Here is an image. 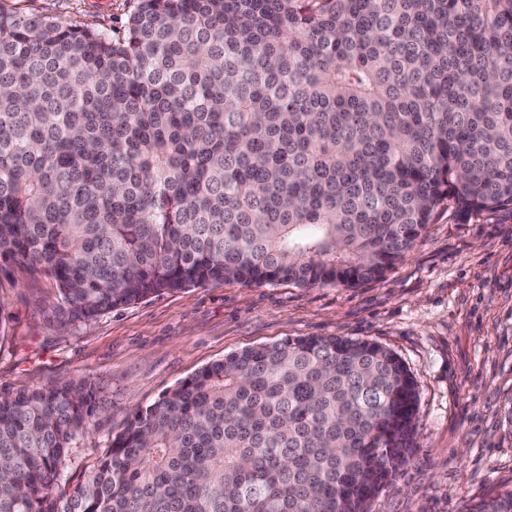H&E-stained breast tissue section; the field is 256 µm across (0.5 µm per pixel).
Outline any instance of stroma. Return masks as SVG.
<instances>
[{
  "label": "stroma",
  "mask_w": 512,
  "mask_h": 512,
  "mask_svg": "<svg viewBox=\"0 0 512 512\" xmlns=\"http://www.w3.org/2000/svg\"><path fill=\"white\" fill-rule=\"evenodd\" d=\"M134 0H0V6L120 34ZM48 280L0 281V390L60 378L98 384L103 410L73 448L70 482L132 413L212 362L295 336L373 341L414 378L410 449L370 512H470L512 492V214L459 220L440 208L380 279L354 288L209 283L63 326Z\"/></svg>",
  "instance_id": "35a3bbf8"
}]
</instances>
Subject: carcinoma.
I'll use <instances>...</instances> for the list:
<instances>
[{
	"mask_svg": "<svg viewBox=\"0 0 512 512\" xmlns=\"http://www.w3.org/2000/svg\"><path fill=\"white\" fill-rule=\"evenodd\" d=\"M444 204L512 212V0H137L118 37L0 7V276L47 279L63 325L353 287ZM99 393L0 395V512H368L418 404L379 343L288 338L163 392L71 484Z\"/></svg>",
	"mask_w": 512,
	"mask_h": 512,
	"instance_id": "cac0c4a2",
	"label": "carcinoma"
}]
</instances>
